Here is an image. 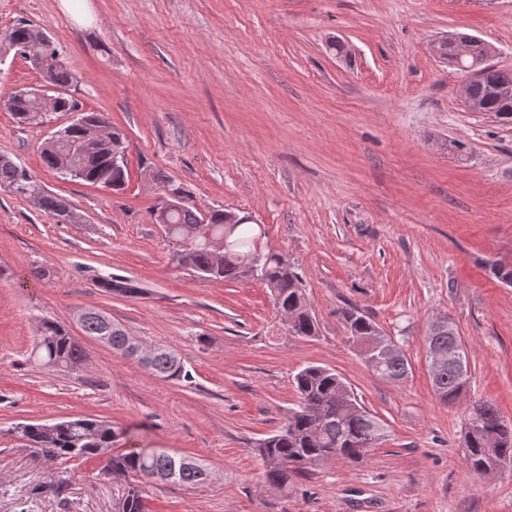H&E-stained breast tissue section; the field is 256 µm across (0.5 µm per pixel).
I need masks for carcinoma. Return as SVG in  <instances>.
Returning a JSON list of instances; mask_svg holds the SVG:
<instances>
[{
	"label": "carcinoma",
	"instance_id": "carcinoma-1",
	"mask_svg": "<svg viewBox=\"0 0 512 512\" xmlns=\"http://www.w3.org/2000/svg\"><path fill=\"white\" fill-rule=\"evenodd\" d=\"M474 46L469 58L459 63L448 45H439L440 57L466 75L483 68L481 62L491 52L486 42L472 38ZM20 53L52 87L55 98L53 111L40 115L28 111L32 90L13 93L5 102L19 124L49 125L62 112L73 116L65 126L51 133L42 144L43 165L56 169L61 156H68L78 169L76 180L100 186L116 193L125 189L127 158L114 160L118 152L127 153L123 132L112 127L103 112L81 109L68 94L77 81L58 48L46 38L44 31L30 23L18 22L0 34V49ZM512 72L498 69L486 72L474 84L473 104L480 112H493L512 119ZM162 193H177L187 197L191 192L167 175H153ZM32 175L7 156L0 155V188L28 199L40 212L58 224H76L80 215L71 202L44 191L31 192ZM165 236L172 245L170 262L185 266L202 280L224 279L229 282L258 280L269 290L274 308L286 319L292 336L311 338L318 333L315 317L310 312L302 275L294 263L282 254L261 249V225L253 224L247 215H237L233 224L226 223V210L214 209L205 213L186 205L167 214ZM100 290L127 297L142 293L138 283L126 277L101 276L95 280ZM108 317L89 310L79 318L82 331L92 337L111 333L112 350L129 355L132 337L118 325L107 328ZM349 339L357 344L367 366L380 378L398 381L408 376L410 365L405 354L388 356L384 349L395 344L370 317L356 307L343 312ZM437 344L446 352L442 364H429L433 389L445 403H454L467 383L466 354L463 344L453 338L448 325L431 324L426 345ZM34 359L45 369L73 372L85 359L82 345L71 336L68 328L44 320L39 327L37 352ZM147 369L164 381L191 379L176 351L165 345L156 347ZM297 394L295 407L288 409L284 425L276 433L258 442L254 453L262 460L266 483L280 492L288 491L293 477L302 475L312 466L336 459L356 462L387 437V427L376 415L357 400L351 387L334 370L308 365L293 379ZM464 432V458L469 468L479 475L496 464L512 462V424L507 423L494 404H480L477 421L467 419ZM22 437L29 450L56 459H93L97 449L110 448L128 431L119 430L100 420L88 417L70 418L55 422L52 428L45 423L22 425ZM114 474L135 479L123 500L125 512H145L142 485L162 477L164 482L178 485H198L209 480L207 465L198 458H187L163 448L129 446L112 455L99 474ZM67 482L54 476L37 485L34 491L66 500Z\"/></svg>",
	"mask_w": 512,
	"mask_h": 512
}]
</instances>
